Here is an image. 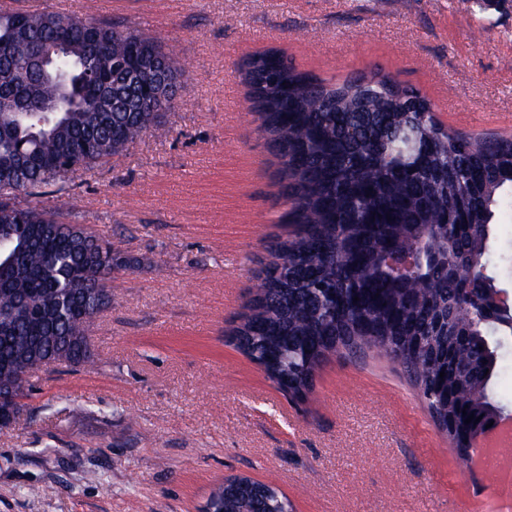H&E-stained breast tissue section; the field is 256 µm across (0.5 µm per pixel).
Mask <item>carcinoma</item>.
Here are the masks:
<instances>
[{
    "label": "carcinoma",
    "instance_id": "1",
    "mask_svg": "<svg viewBox=\"0 0 512 512\" xmlns=\"http://www.w3.org/2000/svg\"><path fill=\"white\" fill-rule=\"evenodd\" d=\"M244 80L280 162L294 234L270 245L239 346L293 397L330 353L367 348L397 363L436 425L450 414L507 415L494 397L512 305V241L497 244L512 208V137L445 129L414 88L379 72L327 82L276 51L249 57ZM183 69L138 29L61 11H0V393L24 398L43 365L94 362L89 328L112 303L130 261L86 224L41 205L51 182L86 174L135 138L165 133ZM499 265L448 276L422 253ZM394 242L418 264L387 262ZM357 307H339L352 294ZM453 361L456 378H439ZM216 488L215 512H291L277 490L246 477Z\"/></svg>",
    "mask_w": 512,
    "mask_h": 512
}]
</instances>
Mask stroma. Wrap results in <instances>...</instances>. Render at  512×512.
Listing matches in <instances>:
<instances>
[{"label":"stroma","instance_id":"stroma-1","mask_svg":"<svg viewBox=\"0 0 512 512\" xmlns=\"http://www.w3.org/2000/svg\"><path fill=\"white\" fill-rule=\"evenodd\" d=\"M163 38L185 67L166 139L44 188L124 255L91 334L94 363L31 376L0 430V512H202L222 479L269 484L295 512H493L402 368L328 356L293 399L230 339L283 215L279 164L240 66L274 48L340 82L382 72L452 130L512 135V12L476 0H16Z\"/></svg>","mask_w":512,"mask_h":512}]
</instances>
